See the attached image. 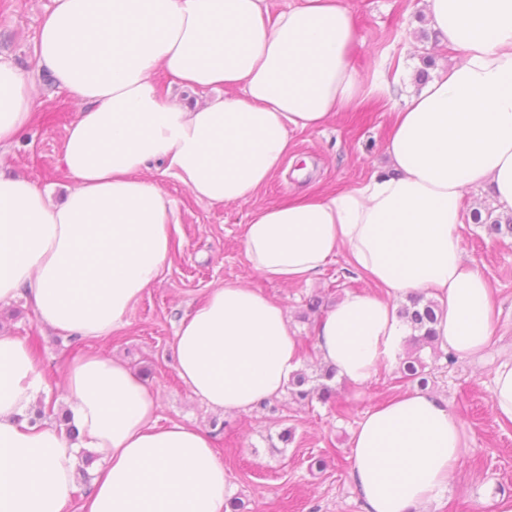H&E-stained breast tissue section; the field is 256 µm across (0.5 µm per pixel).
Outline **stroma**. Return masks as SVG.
Listing matches in <instances>:
<instances>
[{
    "mask_svg": "<svg viewBox=\"0 0 512 512\" xmlns=\"http://www.w3.org/2000/svg\"><path fill=\"white\" fill-rule=\"evenodd\" d=\"M52 5L53 0H0V55L22 71L35 68L39 26ZM348 5L359 36L351 63L366 83H380V91L323 131L293 132L281 172L250 201L208 205L175 180L160 177L177 203L180 230L169 263L131 309L123 329L82 341L40 326L24 300L0 308V329L35 347L49 379L92 349L126 361L157 396L159 424H192L209 436L224 465L229 495L241 499L247 512H362L349 475L351 433L373 406L414 388L401 380L398 368H384L360 392L333 380L336 397L326 404L299 403L285 392L254 411L218 413L190 394L176 370L173 344L179 323L217 284L238 281L281 302L313 379L320 373L317 317L309 312L308 301L319 298L327 308L345 293L370 287L341 252L310 283L270 282L251 270L241 244V227L255 211L304 191L363 182L387 166L396 91L417 86L420 71L436 75L458 58L410 0H348ZM427 57L432 60L428 67L423 64ZM38 90L35 123L22 145L0 156V170L32 179L59 200L66 192L61 146L76 111L56 86L42 83ZM463 242L492 289L497 336L481 357L451 367L431 350L423 352L428 392L446 400L470 440L457 478L429 512H483L495 497H512V424L498 421L491 402L493 369L512 355V236L494 237L483 225L469 223ZM286 428L293 431L292 441L280 439Z\"/></svg>",
    "mask_w": 512,
    "mask_h": 512,
    "instance_id": "1",
    "label": "stroma"
}]
</instances>
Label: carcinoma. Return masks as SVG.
Returning a JSON list of instances; mask_svg holds the SVG:
<instances>
[{"instance_id":"cac0c4a2","label":"carcinoma","mask_w":512,"mask_h":512,"mask_svg":"<svg viewBox=\"0 0 512 512\" xmlns=\"http://www.w3.org/2000/svg\"><path fill=\"white\" fill-rule=\"evenodd\" d=\"M473 221L476 224L484 225L490 235H512V215L495 217L489 211L484 216L477 210L473 212ZM436 309L437 305L433 300L419 294L409 296L408 304L399 310L400 317L406 319L412 328V335L409 339L410 349L400 364L401 379L415 382L422 388L427 387L429 378L426 373L427 364L421 353L425 348L433 346L434 324L437 321ZM335 376V369L329 366L322 368L319 378L323 380V383L319 389L315 390L306 388L309 376L304 372H299L289 381V392L297 401L310 400L316 394L321 401L327 402L334 394V389L329 385V381L333 380Z\"/></svg>"}]
</instances>
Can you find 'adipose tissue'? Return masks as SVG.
Instances as JSON below:
<instances>
[{
	"instance_id": "adipose-tissue-1",
	"label": "adipose tissue",
	"mask_w": 512,
	"mask_h": 512,
	"mask_svg": "<svg viewBox=\"0 0 512 512\" xmlns=\"http://www.w3.org/2000/svg\"><path fill=\"white\" fill-rule=\"evenodd\" d=\"M459 61L395 104L389 169L339 191L264 207L241 233L250 268L308 283L337 253L373 285L319 320L315 348L364 389L405 351L397 303L438 305L435 344L471 359L497 332L491 289L465 255L462 206L487 186L512 212V0H421ZM359 37L345 0H53L39 69L77 108L61 147L62 200L0 174V305L26 299L37 321L84 339L122 329L168 263L179 229L169 176L209 205L252 199L281 169L293 131H319L367 91L350 58ZM200 92L187 104L161 79ZM36 81L0 58V152L30 126ZM177 372L224 413L280 395L303 363L287 312L236 281L211 288L179 324ZM68 438L29 410L50 384L28 345L0 332V512H70L82 449L103 467L81 512H224L211 441L157 426L155 396L122 359L89 352L65 369ZM469 441L441 397L408 391L352 433L351 481L364 512H426Z\"/></svg>"
}]
</instances>
